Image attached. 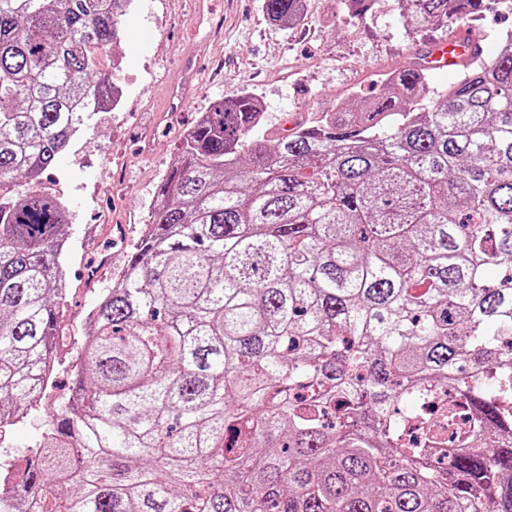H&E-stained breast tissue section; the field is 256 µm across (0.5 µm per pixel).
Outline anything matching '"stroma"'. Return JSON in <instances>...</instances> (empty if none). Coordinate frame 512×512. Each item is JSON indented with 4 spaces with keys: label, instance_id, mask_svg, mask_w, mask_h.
<instances>
[{
    "label": "stroma",
    "instance_id": "obj_1",
    "mask_svg": "<svg viewBox=\"0 0 512 512\" xmlns=\"http://www.w3.org/2000/svg\"><path fill=\"white\" fill-rule=\"evenodd\" d=\"M485 57L512 31V13L493 7L469 24ZM448 27L409 31L397 0H372L350 17L346 0H307L299 23L270 21L262 0H134L110 55L120 60L125 109L94 113L73 145L39 178L68 206V291L60 303L70 345L62 349L53 392L0 435V452L23 473L37 436L66 410L71 371L93 330L86 317L112 286L148 217L147 206L177 160L182 133L218 99L258 95L265 140L283 121L312 119L327 103L354 106L382 93L383 75L405 69L418 50L447 38ZM191 71H183L184 62ZM108 258L98 248L117 229Z\"/></svg>",
    "mask_w": 512,
    "mask_h": 512
}]
</instances>
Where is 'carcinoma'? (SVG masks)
<instances>
[{
    "label": "carcinoma",
    "instance_id": "cac0c4a2",
    "mask_svg": "<svg viewBox=\"0 0 512 512\" xmlns=\"http://www.w3.org/2000/svg\"><path fill=\"white\" fill-rule=\"evenodd\" d=\"M133 0H0V183L111 99ZM411 31L485 0H401ZM303 0H264L282 26ZM244 91L182 137L96 307L34 512H512V32L446 89L419 62L272 146ZM69 214L0 193V414L34 401ZM72 486L58 495L55 481Z\"/></svg>",
    "mask_w": 512,
    "mask_h": 512
}]
</instances>
